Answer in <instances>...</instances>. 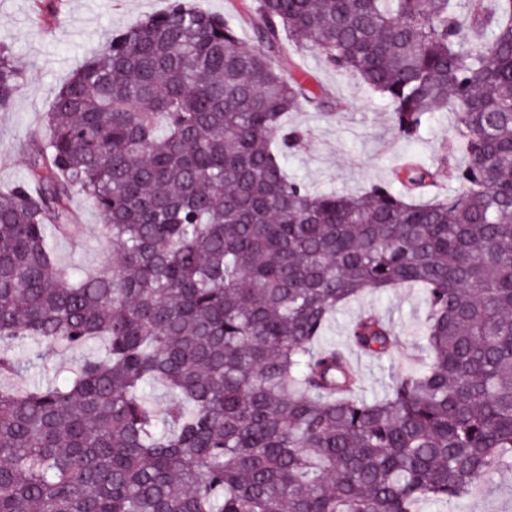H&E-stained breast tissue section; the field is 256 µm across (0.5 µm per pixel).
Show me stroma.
I'll list each match as a JSON object with an SVG mask.
<instances>
[{
    "label": "stroma",
    "instance_id": "35a3bbf8",
    "mask_svg": "<svg viewBox=\"0 0 512 512\" xmlns=\"http://www.w3.org/2000/svg\"><path fill=\"white\" fill-rule=\"evenodd\" d=\"M168 0H60V14L51 32H41L32 0H0V41L8 43L26 71L25 81L8 111L0 112V187L27 176L25 145L30 133L44 129L55 90L111 33L134 21L162 12ZM304 66L328 96V107L290 113L289 125L306 130L307 144L288 156L289 177L315 190L357 192L386 180L390 168L403 156L415 155L422 162L438 164L441 146L453 133L452 116L436 112L420 139L405 142L395 135L391 109L380 96L356 81L340 75L315 52L306 53ZM73 205L79 212L83 231L57 243L64 266H81L91 271L108 269L112 257L102 251L99 215L85 198ZM371 309L390 319L400 336L399 346L389 356L373 359L354 356L363 378L366 395L380 394L390 372L416 367L420 359L418 326L425 309L419 289L401 288L365 298L340 311L327 340L345 341L348 322L361 310ZM82 357L64 347L44 350L42 359L11 384L25 388L33 383L63 380L66 371ZM456 512H512V470L499 472L478 484L456 506Z\"/></svg>",
    "mask_w": 512,
    "mask_h": 512
}]
</instances>
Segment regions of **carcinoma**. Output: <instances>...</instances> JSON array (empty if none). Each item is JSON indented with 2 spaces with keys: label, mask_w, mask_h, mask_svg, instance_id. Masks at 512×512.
Instances as JSON below:
<instances>
[{
  "label": "carcinoma",
  "mask_w": 512,
  "mask_h": 512,
  "mask_svg": "<svg viewBox=\"0 0 512 512\" xmlns=\"http://www.w3.org/2000/svg\"><path fill=\"white\" fill-rule=\"evenodd\" d=\"M243 22L257 47L169 0L112 34L0 190V379L103 341L60 383L0 382V512H422L512 467V0H250ZM307 51L407 142L452 112L440 165L288 178L285 116L325 106ZM24 79L0 42V111ZM442 165L458 190L431 195ZM77 194L109 271L59 263ZM408 286L426 359L365 397L350 352L397 333L364 310L327 343L332 317Z\"/></svg>",
  "instance_id": "obj_1"
}]
</instances>
